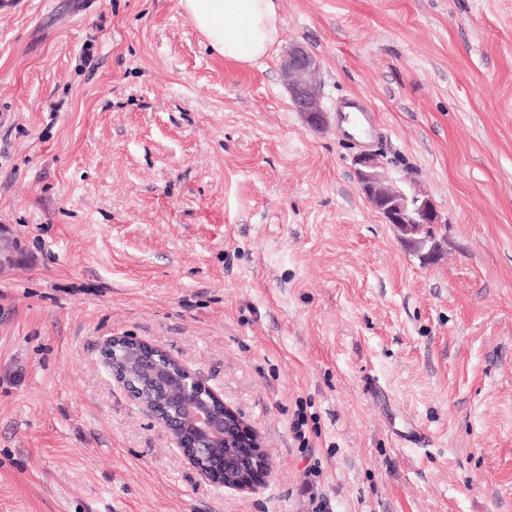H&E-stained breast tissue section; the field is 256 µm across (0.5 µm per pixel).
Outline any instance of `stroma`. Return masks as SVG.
I'll use <instances>...</instances> for the list:
<instances>
[{
	"label": "stroma",
	"instance_id": "1",
	"mask_svg": "<svg viewBox=\"0 0 512 512\" xmlns=\"http://www.w3.org/2000/svg\"><path fill=\"white\" fill-rule=\"evenodd\" d=\"M277 5L241 67L178 0H0V512H512V0ZM348 95L445 221L433 264L363 195ZM117 335L260 433L255 490L129 403ZM320 69L319 60L303 46L291 43L283 56L281 70L288 87L291 102L297 112H304L314 126L325 123V111L320 103V89L315 75ZM337 126L340 132L355 143H367L380 131L375 109L364 99L354 98L339 102ZM344 109L357 112H343Z\"/></svg>",
	"mask_w": 512,
	"mask_h": 512
}]
</instances>
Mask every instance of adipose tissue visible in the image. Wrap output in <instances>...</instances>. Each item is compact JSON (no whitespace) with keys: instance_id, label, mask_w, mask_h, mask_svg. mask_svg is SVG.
<instances>
[{"instance_id":"adipose-tissue-1","label":"adipose tissue","mask_w":512,"mask_h":512,"mask_svg":"<svg viewBox=\"0 0 512 512\" xmlns=\"http://www.w3.org/2000/svg\"><path fill=\"white\" fill-rule=\"evenodd\" d=\"M181 10L225 61L251 65L279 40L281 17L275 0H178Z\"/></svg>"}]
</instances>
